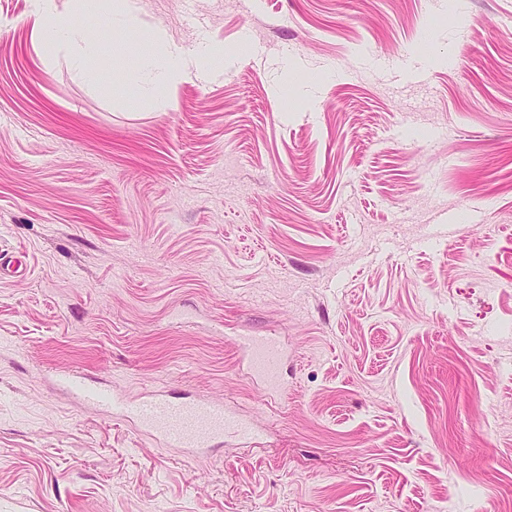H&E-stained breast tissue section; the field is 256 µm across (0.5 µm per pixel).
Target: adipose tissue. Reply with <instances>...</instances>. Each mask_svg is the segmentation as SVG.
I'll use <instances>...</instances> for the list:
<instances>
[{
	"mask_svg": "<svg viewBox=\"0 0 512 512\" xmlns=\"http://www.w3.org/2000/svg\"><path fill=\"white\" fill-rule=\"evenodd\" d=\"M29 5L31 15L43 23L38 34L39 43L50 48H74L75 67L83 75H90L91 53L80 47L82 32L73 25L56 22L57 0H29ZM223 69L224 50L220 46L203 42L188 49L168 42L162 44L159 56H145L136 67L121 65L114 68L113 73L128 85L144 81L165 88L193 74L208 76Z\"/></svg>",
	"mask_w": 512,
	"mask_h": 512,
	"instance_id": "1",
	"label": "adipose tissue"
}]
</instances>
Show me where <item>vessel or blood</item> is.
<instances>
[{
    "mask_svg": "<svg viewBox=\"0 0 512 512\" xmlns=\"http://www.w3.org/2000/svg\"><path fill=\"white\" fill-rule=\"evenodd\" d=\"M236 344L248 375L260 386L267 402L288 396L283 368L288 348L278 336H241ZM60 384L81 404L121 417L139 430L161 437L167 447L198 456L223 444L226 437L256 441L257 430L239 420L223 403L177 401L163 391L141 394L126 401L111 389L92 387L80 377L61 378Z\"/></svg>",
    "mask_w": 512,
    "mask_h": 512,
    "instance_id": "1",
    "label": "vessel or blood"
}]
</instances>
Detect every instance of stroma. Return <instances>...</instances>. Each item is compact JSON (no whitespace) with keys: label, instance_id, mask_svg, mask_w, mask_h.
Segmentation results:
<instances>
[{"label":"stroma","instance_id":"35a3bbf8","mask_svg":"<svg viewBox=\"0 0 512 512\" xmlns=\"http://www.w3.org/2000/svg\"><path fill=\"white\" fill-rule=\"evenodd\" d=\"M57 3L96 81L0 0V512H512V0ZM157 33L223 73L113 83ZM268 332L273 406L236 345ZM72 372L260 444L185 456ZM76 2L78 10L83 14L112 13L113 24L119 26L130 22L137 11L135 0H78Z\"/></svg>","mask_w":512,"mask_h":512}]
</instances>
